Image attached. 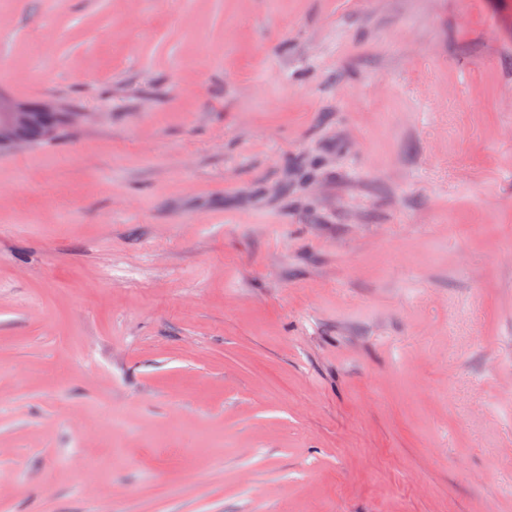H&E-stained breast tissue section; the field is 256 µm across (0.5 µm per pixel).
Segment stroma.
<instances>
[{"instance_id": "stroma-1", "label": "stroma", "mask_w": 512, "mask_h": 512, "mask_svg": "<svg viewBox=\"0 0 512 512\" xmlns=\"http://www.w3.org/2000/svg\"><path fill=\"white\" fill-rule=\"evenodd\" d=\"M0 512H512V0H0ZM60 115L64 126L71 128L84 116L80 112H64L47 100H27L0 92V149L30 146L36 139H52L58 127L45 119Z\"/></svg>"}]
</instances>
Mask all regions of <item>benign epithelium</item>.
<instances>
[{
  "mask_svg": "<svg viewBox=\"0 0 512 512\" xmlns=\"http://www.w3.org/2000/svg\"><path fill=\"white\" fill-rule=\"evenodd\" d=\"M59 115L64 126L71 128L84 116L80 112H65L47 100H27L0 92V149L30 146L37 139H51L58 127L46 121Z\"/></svg>",
  "mask_w": 512,
  "mask_h": 512,
  "instance_id": "obj_1",
  "label": "benign epithelium"
}]
</instances>
